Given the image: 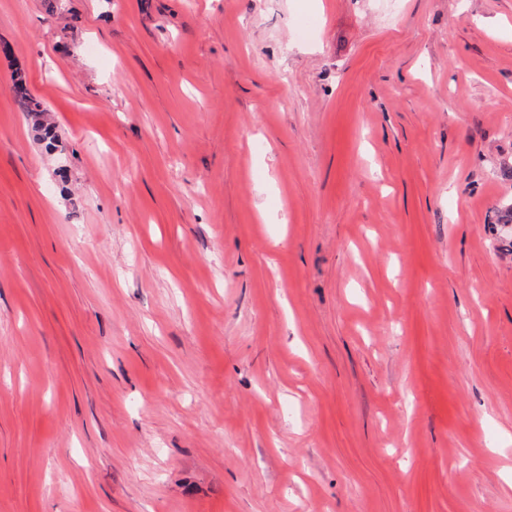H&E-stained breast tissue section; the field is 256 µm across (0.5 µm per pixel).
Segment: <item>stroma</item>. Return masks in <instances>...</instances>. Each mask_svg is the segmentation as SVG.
<instances>
[{
	"instance_id": "stroma-1",
	"label": "stroma",
	"mask_w": 512,
	"mask_h": 512,
	"mask_svg": "<svg viewBox=\"0 0 512 512\" xmlns=\"http://www.w3.org/2000/svg\"><path fill=\"white\" fill-rule=\"evenodd\" d=\"M510 205L512 0H0V512H512ZM18 106L22 112H28L34 118V128L38 136L43 141H48L49 148H53L56 142L55 127L45 123L42 114L47 112L43 104L32 96L21 94L18 100Z\"/></svg>"
}]
</instances>
